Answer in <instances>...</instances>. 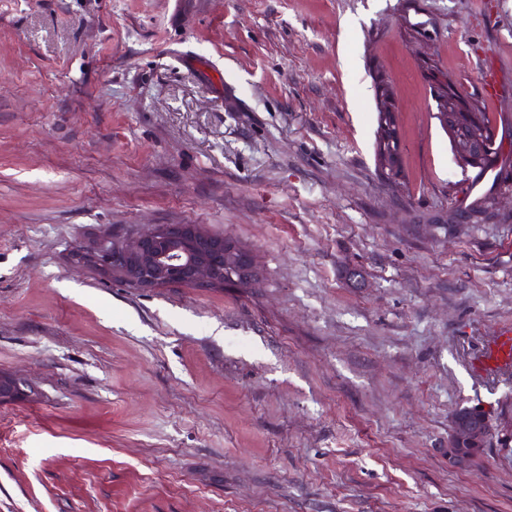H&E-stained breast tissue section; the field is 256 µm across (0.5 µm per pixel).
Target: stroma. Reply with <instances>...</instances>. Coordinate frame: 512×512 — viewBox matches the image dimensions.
<instances>
[{"instance_id": "35a3bbf8", "label": "stroma", "mask_w": 512, "mask_h": 512, "mask_svg": "<svg viewBox=\"0 0 512 512\" xmlns=\"http://www.w3.org/2000/svg\"><path fill=\"white\" fill-rule=\"evenodd\" d=\"M443 88L494 168L458 163ZM158 224L258 277L76 259ZM509 327L512 0H0V373L32 387L0 400V512H512L498 441L448 454L458 408L512 405L473 368ZM387 138H392L391 134H388L377 141V154L382 157L385 162V167L382 169V174L386 182L393 185L401 184L403 175L400 169L394 166L393 158L395 153H391L389 143H384ZM394 141V139H393ZM395 142V141H394ZM396 143V142H395ZM397 145V143H396Z\"/></svg>"}]
</instances>
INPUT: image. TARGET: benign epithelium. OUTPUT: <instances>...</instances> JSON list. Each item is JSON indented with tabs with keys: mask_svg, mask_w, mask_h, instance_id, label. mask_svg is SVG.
<instances>
[{
	"mask_svg": "<svg viewBox=\"0 0 512 512\" xmlns=\"http://www.w3.org/2000/svg\"><path fill=\"white\" fill-rule=\"evenodd\" d=\"M442 120L462 167H476L494 151L495 140H475L464 134L458 110L445 109ZM78 260L110 270L140 290L173 285L222 288L227 279L249 283L256 278L249 259L233 239L208 233L197 224H159L125 241L105 239ZM23 392L22 378L0 373V399L17 397ZM493 433L488 416L459 409L451 421L448 454L455 455L461 446L470 456L479 455Z\"/></svg>",
	"mask_w": 512,
	"mask_h": 512,
	"instance_id": "7a95c632",
	"label": "benign epithelium"
}]
</instances>
